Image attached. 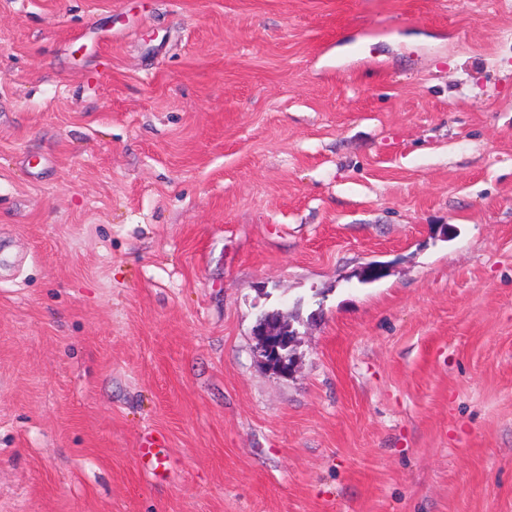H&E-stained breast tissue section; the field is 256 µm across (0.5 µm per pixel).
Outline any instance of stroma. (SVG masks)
I'll return each instance as SVG.
<instances>
[{
  "label": "stroma",
  "instance_id": "35a3bbf8",
  "mask_svg": "<svg viewBox=\"0 0 512 512\" xmlns=\"http://www.w3.org/2000/svg\"><path fill=\"white\" fill-rule=\"evenodd\" d=\"M0 512H512V0H0ZM258 318L252 329L257 338L256 353L275 373L288 376L295 367L293 343L297 331L280 310L274 311V316L269 319Z\"/></svg>",
  "mask_w": 512,
  "mask_h": 512
}]
</instances>
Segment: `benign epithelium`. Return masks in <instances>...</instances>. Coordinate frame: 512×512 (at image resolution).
<instances>
[{"instance_id":"obj_1","label":"benign epithelium","mask_w":512,"mask_h":512,"mask_svg":"<svg viewBox=\"0 0 512 512\" xmlns=\"http://www.w3.org/2000/svg\"><path fill=\"white\" fill-rule=\"evenodd\" d=\"M252 334L256 336V353L266 366L281 376L294 371L293 343L297 331L288 321V316L276 310L268 319L261 317L256 321Z\"/></svg>"}]
</instances>
